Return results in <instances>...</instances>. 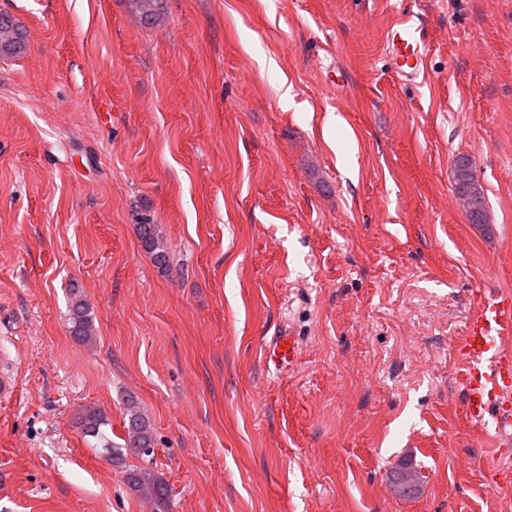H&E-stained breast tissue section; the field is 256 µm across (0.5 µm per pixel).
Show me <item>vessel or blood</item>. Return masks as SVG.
Here are the masks:
<instances>
[{
	"instance_id": "b4317fda",
	"label": "vessel or blood",
	"mask_w": 512,
	"mask_h": 512,
	"mask_svg": "<svg viewBox=\"0 0 512 512\" xmlns=\"http://www.w3.org/2000/svg\"><path fill=\"white\" fill-rule=\"evenodd\" d=\"M431 28L426 17L396 11L386 53L399 80L415 82L425 70ZM467 377L465 411L495 447L512 445V294L491 293L476 304L462 346Z\"/></svg>"
}]
</instances>
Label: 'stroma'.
I'll return each mask as SVG.
<instances>
[{
  "label": "stroma",
  "mask_w": 512,
  "mask_h": 512,
  "mask_svg": "<svg viewBox=\"0 0 512 512\" xmlns=\"http://www.w3.org/2000/svg\"><path fill=\"white\" fill-rule=\"evenodd\" d=\"M400 8L431 20L417 85L386 66ZM0 16L25 40L0 58V512H151L79 424L101 409L118 439L129 394L171 512H512L473 462L493 445L460 355L477 294L512 293V0ZM462 156L486 223L456 194ZM74 283L88 345L67 329ZM285 334L298 357L278 370ZM137 231L143 250L151 256L157 266L166 268L170 256L167 249L161 244L156 224L150 222L137 224Z\"/></svg>",
  "instance_id": "stroma-1"
}]
</instances>
